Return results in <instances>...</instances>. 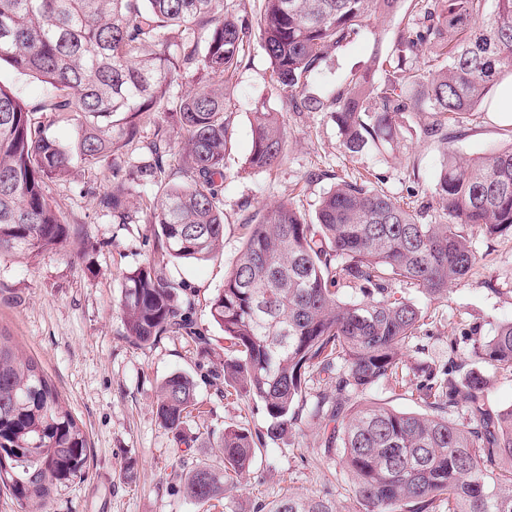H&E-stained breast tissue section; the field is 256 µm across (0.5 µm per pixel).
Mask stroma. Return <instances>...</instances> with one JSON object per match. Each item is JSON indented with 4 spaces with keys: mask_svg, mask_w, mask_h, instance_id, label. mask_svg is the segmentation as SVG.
<instances>
[{
    "mask_svg": "<svg viewBox=\"0 0 512 512\" xmlns=\"http://www.w3.org/2000/svg\"><path fill=\"white\" fill-rule=\"evenodd\" d=\"M406 22L401 12L372 19L349 43L332 50L328 67L310 80L308 92L327 95L352 71L370 65L375 54H386ZM270 86L269 61L259 42H252L233 79L223 250L205 262L167 266L168 277L191 298L192 318L208 336V348L189 345L176 333L147 346L125 338L119 311L125 278L153 259L157 242L150 225L113 224L96 211L89 191L103 186V167L78 166L71 182L46 187L67 223L81 228L82 241L32 260L0 256V332L41 363L82 423L90 448L84 477L51 495L46 512H203L183 496V466L219 460V449L209 441L225 426L254 432L265 426L261 407L225 387L224 334L209 318V302L223 288L255 211L288 197L311 214L340 179L361 176L397 200L426 206L429 221L439 220L432 188L443 157L439 144L421 133L428 120L422 113L406 114L401 135L383 150L352 156L344 152L329 113L290 112L282 163L267 172L245 171L256 105L282 108ZM511 145L512 115L479 111L451 148L473 158ZM472 248L475 266L449 287L446 298L432 301L404 283H392L394 297L411 300L426 313L420 336L402 349L404 360H447L449 340L472 324H481L489 336L497 324L512 321V237L477 235ZM174 372L196 381L200 399L179 435L163 427L154 412L159 387ZM289 494L325 496L336 512H356L339 457L325 453L321 425L307 417L292 432L266 441L249 475L210 512H256Z\"/></svg>",
    "mask_w": 512,
    "mask_h": 512,
    "instance_id": "1",
    "label": "stroma"
}]
</instances>
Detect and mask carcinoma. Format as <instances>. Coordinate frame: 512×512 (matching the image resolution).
<instances>
[{"label": "carcinoma", "instance_id": "obj_1", "mask_svg": "<svg viewBox=\"0 0 512 512\" xmlns=\"http://www.w3.org/2000/svg\"><path fill=\"white\" fill-rule=\"evenodd\" d=\"M236 0H0V64L46 86L48 100L28 107L0 84V254L34 259L79 230L67 224L46 183L71 180L79 164L105 166V185L88 191L114 224L145 223L157 256L125 277L124 336L138 346L179 333L207 343L191 300L163 273L172 260L208 261L224 244V152L231 139L229 82L258 33L284 111L253 115L247 168L280 165L286 112H328L342 147L354 155L382 149L407 112L426 113L425 138L450 146L490 90L512 75V0H414L392 51L356 71L324 97L308 79L331 50L360 33L375 13L404 0H261L254 16ZM448 64L437 67L439 57ZM189 79L193 89L171 88ZM37 112L50 113L45 123ZM162 114L169 127L139 147L140 124ZM75 125L71 145L50 133ZM184 140L170 167L171 131ZM155 187L145 208L129 204ZM444 220L426 221L362 181L343 180L313 216L290 200L248 218L249 231L211 299V321L228 342L224 383L261 404L265 431L228 425L215 447L221 465L198 464L180 477L196 504L224 498L250 473L263 440L295 428L303 411L325 422V452L341 453L359 512H512V406L492 409L486 369L512 370V322L491 336L461 337L471 357L411 364L401 349L418 337L425 315L388 298L398 280L433 299L475 265L470 236H512V146L474 162L446 151L434 187ZM349 288L347 298L339 289ZM324 390L304 403L309 375ZM416 382L421 412L367 401L375 387ZM198 405L196 386L175 373L160 385L155 413L181 433ZM86 434L40 363L0 334V489L24 508L82 478ZM267 512H335L323 497H284Z\"/></svg>", "mask_w": 512, "mask_h": 512}]
</instances>
